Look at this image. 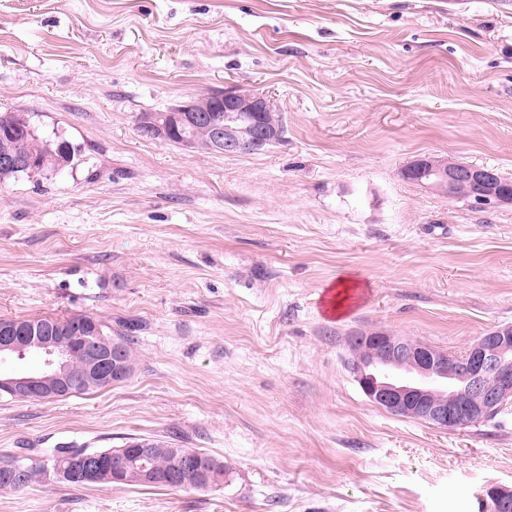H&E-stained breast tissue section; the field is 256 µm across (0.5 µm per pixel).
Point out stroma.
I'll return each instance as SVG.
<instances>
[{
  "instance_id": "1",
  "label": "stroma",
  "mask_w": 512,
  "mask_h": 512,
  "mask_svg": "<svg viewBox=\"0 0 512 512\" xmlns=\"http://www.w3.org/2000/svg\"><path fill=\"white\" fill-rule=\"evenodd\" d=\"M220 89L268 96L283 141L141 136L140 113ZM1 111L81 157L0 182V318L97 317L135 370L0 400V459L150 437L228 471L206 492L50 475L0 512H479L512 488V404L451 430L393 415L350 346L454 355L512 325V204L403 175L438 157L512 180V0H0Z\"/></svg>"
}]
</instances>
